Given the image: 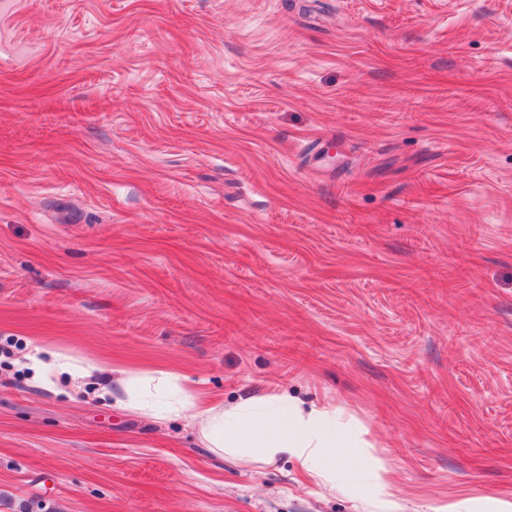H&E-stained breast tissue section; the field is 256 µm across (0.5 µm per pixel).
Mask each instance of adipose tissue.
Returning a JSON list of instances; mask_svg holds the SVG:
<instances>
[{"label":"adipose tissue","instance_id":"1","mask_svg":"<svg viewBox=\"0 0 512 512\" xmlns=\"http://www.w3.org/2000/svg\"><path fill=\"white\" fill-rule=\"evenodd\" d=\"M115 390L122 403L155 420L194 410L205 448L219 458L228 454L263 463L287 458L310 481L329 486L338 478H346L349 461H359V474L346 478L349 489L368 494L386 510L394 505V487L384 464L361 454L365 428L343 424L335 405H308L271 390L229 407L201 409L180 376L166 372H124Z\"/></svg>","mask_w":512,"mask_h":512}]
</instances>
